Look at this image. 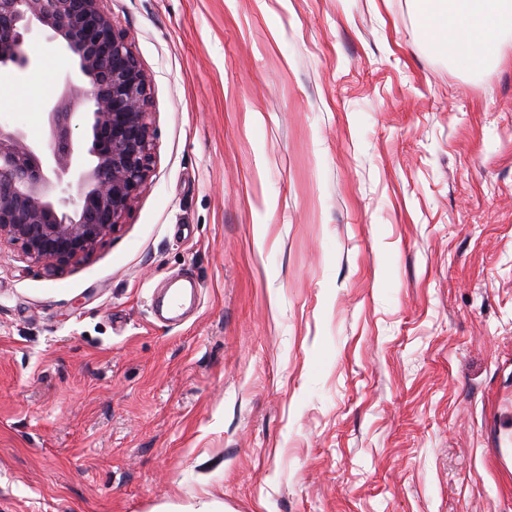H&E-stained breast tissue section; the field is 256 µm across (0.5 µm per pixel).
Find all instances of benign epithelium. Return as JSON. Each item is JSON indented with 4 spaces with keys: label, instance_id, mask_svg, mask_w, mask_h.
Listing matches in <instances>:
<instances>
[{
    "label": "benign epithelium",
    "instance_id": "1",
    "mask_svg": "<svg viewBox=\"0 0 512 512\" xmlns=\"http://www.w3.org/2000/svg\"><path fill=\"white\" fill-rule=\"evenodd\" d=\"M37 32L77 70L50 103L46 146L0 123V242L59 272L121 230L149 176L150 80L102 0H0V69L28 70L25 45ZM80 104L89 105L84 149L72 139Z\"/></svg>",
    "mask_w": 512,
    "mask_h": 512
}]
</instances>
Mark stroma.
I'll return each mask as SVG.
<instances>
[{
    "label": "stroma",
    "instance_id": "35a3bbf8",
    "mask_svg": "<svg viewBox=\"0 0 512 512\" xmlns=\"http://www.w3.org/2000/svg\"><path fill=\"white\" fill-rule=\"evenodd\" d=\"M103 6L155 162L64 273L0 245V512H512V33L470 69L416 0ZM26 49L41 144L75 66Z\"/></svg>",
    "mask_w": 512,
    "mask_h": 512
}]
</instances>
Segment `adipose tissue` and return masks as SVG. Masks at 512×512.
I'll use <instances>...</instances> for the list:
<instances>
[{"mask_svg": "<svg viewBox=\"0 0 512 512\" xmlns=\"http://www.w3.org/2000/svg\"><path fill=\"white\" fill-rule=\"evenodd\" d=\"M422 27L437 49L467 67L496 61L512 31V0H424Z\"/></svg>", "mask_w": 512, "mask_h": 512, "instance_id": "obj_1", "label": "adipose tissue"}]
</instances>
